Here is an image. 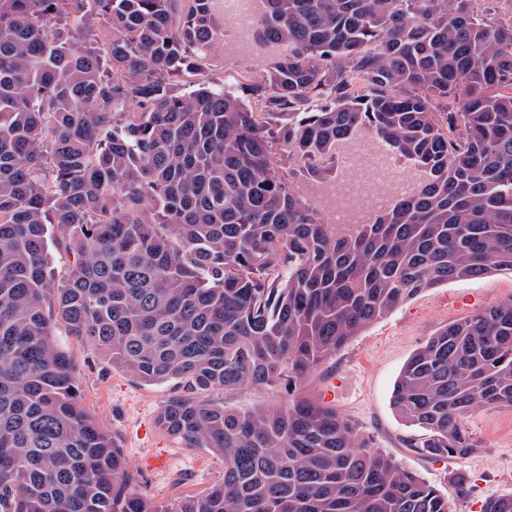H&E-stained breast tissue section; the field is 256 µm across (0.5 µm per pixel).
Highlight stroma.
<instances>
[{"mask_svg":"<svg viewBox=\"0 0 512 512\" xmlns=\"http://www.w3.org/2000/svg\"><path fill=\"white\" fill-rule=\"evenodd\" d=\"M209 77L234 85L258 80L267 69L261 56L228 58L216 50L206 59ZM512 300V275L457 281L422 291L354 336L299 386L301 396L329 404L369 436L374 447L391 455L447 495L452 512H479L482 500L512 493V408H480L465 426L478 449L465 458L433 461L404 447L408 430L390 405L393 384L409 357L442 326ZM56 344L72 355L80 379L85 409L115 437L129 468L136 491L155 501H169L206 491L224 475L220 458L202 448H189L162 431L156 414L172 394L168 385H145L115 370L93 343L58 334ZM207 400L228 407L255 408L287 400L284 388L215 390ZM169 455L166 470L146 468L152 453ZM465 474L467 482L452 478Z\"/></svg>","mask_w":512,"mask_h":512,"instance_id":"35a3bbf8","label":"stroma"}]
</instances>
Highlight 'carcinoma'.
I'll use <instances>...</instances> for the list:
<instances>
[{
    "label": "carcinoma",
    "mask_w": 512,
    "mask_h": 512,
    "mask_svg": "<svg viewBox=\"0 0 512 512\" xmlns=\"http://www.w3.org/2000/svg\"><path fill=\"white\" fill-rule=\"evenodd\" d=\"M472 2L256 0L229 45L224 0H0V512H450L295 392L405 300L512 274V22ZM217 45L263 53L266 75L180 89ZM364 137L411 187L366 224H328L294 176L336 180ZM60 325L170 385L158 425L224 478L137 493ZM276 385L275 407L203 398ZM391 406L417 430L405 447L474 453L467 416L512 407V301L430 336ZM479 512H512V494Z\"/></svg>",
    "instance_id": "carcinoma-1"
}]
</instances>
